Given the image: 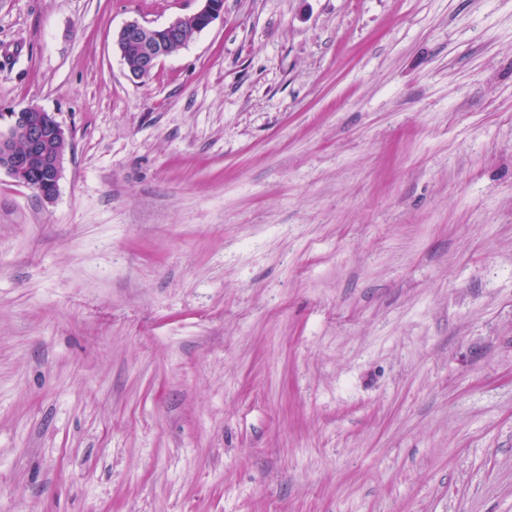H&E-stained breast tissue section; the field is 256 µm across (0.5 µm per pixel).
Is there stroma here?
Segmentation results:
<instances>
[{"mask_svg":"<svg viewBox=\"0 0 512 512\" xmlns=\"http://www.w3.org/2000/svg\"><path fill=\"white\" fill-rule=\"evenodd\" d=\"M0 0V512H512V0ZM202 7L195 12L190 19L178 18L161 26H151L139 20L127 21L118 31L116 44L136 43L143 44L145 51L142 53L139 68L135 71L128 70L133 79H143L142 74L148 78L154 71L159 61L169 56L168 47L176 40L184 37L183 23L192 20L199 29H206L224 13L223 0H201ZM120 50V49H119ZM150 72V73H149ZM7 121L2 124L0 113V171L11 175L25 186L38 178L40 192L45 198L54 196L65 157L59 153L47 151L46 144L51 139H68L65 129L56 114L27 106L7 112ZM15 135H21L24 148H16ZM31 188V187H30Z\"/></svg>","mask_w":512,"mask_h":512,"instance_id":"35a3bbf8","label":"stroma"}]
</instances>
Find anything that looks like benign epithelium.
I'll return each instance as SVG.
<instances>
[{"instance_id": "7a95c632", "label": "benign epithelium", "mask_w": 512, "mask_h": 512, "mask_svg": "<svg viewBox=\"0 0 512 512\" xmlns=\"http://www.w3.org/2000/svg\"><path fill=\"white\" fill-rule=\"evenodd\" d=\"M202 7L191 16L200 29L209 27L224 13V0H202ZM185 19L178 18L161 26H151L136 19L126 22L118 31L116 43L142 44L139 68L129 71L133 79L154 71L159 61L168 56V47L184 37ZM21 136L24 148H16V136ZM67 138L56 114L35 106L0 113V171L17 182L28 185L40 180L39 192L46 198L54 196L64 164V155L47 151L50 139Z\"/></svg>"}]
</instances>
